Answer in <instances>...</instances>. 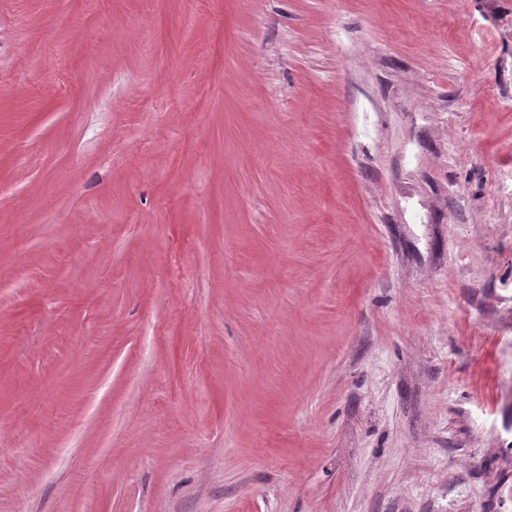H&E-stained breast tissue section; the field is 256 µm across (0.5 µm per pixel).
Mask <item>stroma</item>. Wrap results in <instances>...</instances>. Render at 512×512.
I'll return each instance as SVG.
<instances>
[{
  "label": "stroma",
  "instance_id": "1",
  "mask_svg": "<svg viewBox=\"0 0 512 512\" xmlns=\"http://www.w3.org/2000/svg\"><path fill=\"white\" fill-rule=\"evenodd\" d=\"M0 512H512V0H0Z\"/></svg>",
  "mask_w": 512,
  "mask_h": 512
}]
</instances>
